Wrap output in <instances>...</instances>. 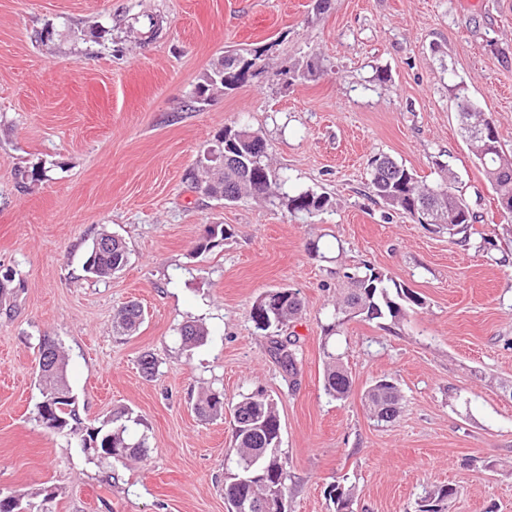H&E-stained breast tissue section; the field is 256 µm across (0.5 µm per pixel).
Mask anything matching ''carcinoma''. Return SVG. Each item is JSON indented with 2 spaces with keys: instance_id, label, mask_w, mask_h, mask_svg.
<instances>
[{
  "instance_id": "obj_1",
  "label": "carcinoma",
  "mask_w": 512,
  "mask_h": 512,
  "mask_svg": "<svg viewBox=\"0 0 512 512\" xmlns=\"http://www.w3.org/2000/svg\"><path fill=\"white\" fill-rule=\"evenodd\" d=\"M264 50H253L246 54L231 53L218 59L224 64L220 70L217 64L206 71L196 86L195 102L204 103L213 92L232 90L247 81L258 71ZM462 137L469 143L472 152L482 168L486 180L495 195L512 197V155L503 149L497 125L490 113L483 111L470 97L466 86L459 82L450 86ZM482 116L487 125L488 136L492 137L494 149L484 150L481 140L471 138L465 125ZM224 133V154L222 167H212L199 162L201 173L186 174V179L205 195L234 203L247 198H260L275 206L284 207L290 213H304L310 217L328 209L330 198L314 192L290 194L284 191L286 180L281 178L267 161L265 144L258 132L247 127H226ZM372 168L371 187L373 193L389 208L425 223L428 216L436 212L442 223L448 225V232L460 236V242L470 241V229L479 222L475 213L462 194L457 192L456 175L445 163H437L440 181L434 185L419 183L415 174L404 165L386 156H375L370 161ZM225 236L221 225L206 229V235L199 241L196 250L205 252L216 246L218 239ZM112 242V250L101 249L100 243ZM128 263V252L122 240L110 233H101L93 242L84 262V270L97 278H109L121 271ZM349 288L344 300L332 314L333 322L326 328L329 335H335L344 324L353 318L365 320L382 319L386 316L399 318L406 308L413 304L422 305L420 297L401 285H390L392 279L376 268L365 264L363 268L347 275ZM302 309L300 292L292 288H278L273 295H259L250 309V319L255 328L271 337V351L288 375L297 373L298 350L295 342L279 339L282 326L295 318ZM144 310L136 303L125 305L115 320L117 333L130 336L136 333L144 322ZM183 344L198 345L208 336L207 329L199 324L187 322L179 329ZM50 337L40 339L38 354L49 351L50 362L37 375L41 400L37 404V420L55 422L56 427L77 437L79 447L84 449L94 443L99 448H118L121 453L112 457L113 465H127L132 460L143 459L148 452L146 435L131 434L130 424L138 425L140 420L129 413L116 409L97 428L82 425L76 406V398L69 390L65 377V356L57 342L47 344ZM324 370V391L329 396L342 400L348 396L351 381L340 356L326 351ZM365 401L371 413L381 421H391L399 416L402 406L396 385L381 379L365 394ZM224 393L210 390L197 403V413L205 418L224 416ZM234 414V445L237 472L227 476L224 496L228 505L238 498L262 501L279 492L287 493L285 463L278 454L281 424L277 405L273 399L258 390L242 397L232 405ZM455 489L446 485L428 493L419 512H442L441 504L452 498ZM327 496L336 512H350L353 505V488L339 482L328 486Z\"/></svg>"
}]
</instances>
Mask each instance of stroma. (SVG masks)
Returning a JSON list of instances; mask_svg holds the SVG:
<instances>
[{
    "label": "stroma",
    "instance_id": "1",
    "mask_svg": "<svg viewBox=\"0 0 512 512\" xmlns=\"http://www.w3.org/2000/svg\"><path fill=\"white\" fill-rule=\"evenodd\" d=\"M260 47L261 72L191 107L225 50ZM456 82L512 151V0H0V275L12 276L0 291V491L54 487L51 512H227L233 418L199 417L193 400L261 388L280 416L287 512H335L325 490L343 479L354 512H418L448 484L445 512H512V222L459 134ZM239 125L262 136L286 191L327 194L332 208L309 218L192 189L186 173ZM379 154L424 184L450 163L482 217L470 244L372 196ZM35 167L46 179L22 181ZM212 224L226 238L197 252ZM104 231L129 260L98 279L83 264ZM366 263L422 308L326 337L347 274ZM281 287L303 301L281 331L297 339L293 376L249 316ZM130 301L145 320L115 335ZM189 321L209 331L191 348L178 335ZM45 336L65 352L85 424L129 409L146 459L89 462L37 421ZM331 348L352 377L342 400L323 388ZM146 354L159 361L151 379ZM384 376L402 395L391 422L364 402Z\"/></svg>",
    "mask_w": 512,
    "mask_h": 512
}]
</instances>
